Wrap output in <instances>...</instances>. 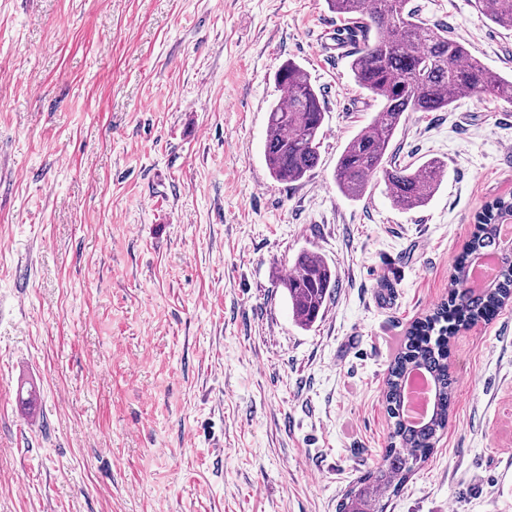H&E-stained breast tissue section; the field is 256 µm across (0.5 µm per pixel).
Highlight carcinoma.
I'll list each match as a JSON object with an SVG mask.
<instances>
[{
	"mask_svg": "<svg viewBox=\"0 0 512 512\" xmlns=\"http://www.w3.org/2000/svg\"><path fill=\"white\" fill-rule=\"evenodd\" d=\"M345 22L350 41L362 47L350 68L358 86L380 108L346 144L335 170L346 196L364 195L382 175L392 203L404 209L424 206L441 183L444 165L428 160L403 165L390 152L392 140L410 112H446L462 96L512 105V76L491 71L444 26L430 25L411 0H326ZM488 19L512 30V0H473ZM288 101L268 112L264 155L277 182L300 181L318 166L324 121L323 96L307 72L288 62L277 74ZM512 218V198H498L476 218L475 232L459 258L448 286V299L409 328L403 347L389 365L385 407L392 420L382 463L367 470L343 494L337 512H385V494L398 489L425 462L448 426L454 379L448 370V342L462 327L492 316L512 299V249L500 259L498 279L482 292L468 287L472 256L501 253L500 225ZM294 321L314 324L336 288V271L317 253L297 255L291 272L280 279ZM431 374L436 384L434 412L419 426L402 416V381L413 369Z\"/></svg>",
	"mask_w": 512,
	"mask_h": 512,
	"instance_id": "carcinoma-1",
	"label": "carcinoma"
}]
</instances>
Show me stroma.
<instances>
[{
	"label": "stroma",
	"instance_id": "stroma-1",
	"mask_svg": "<svg viewBox=\"0 0 512 512\" xmlns=\"http://www.w3.org/2000/svg\"><path fill=\"white\" fill-rule=\"evenodd\" d=\"M490 69L512 32L412 0ZM325 0H0V512H336L381 463L390 362L448 294L476 214L512 197V111L462 97L391 148L423 207L336 161L378 109ZM323 95L318 167L263 155L275 73ZM336 271L300 327L279 284ZM448 428L387 512H512V302L449 347Z\"/></svg>",
	"mask_w": 512,
	"mask_h": 512
}]
</instances>
